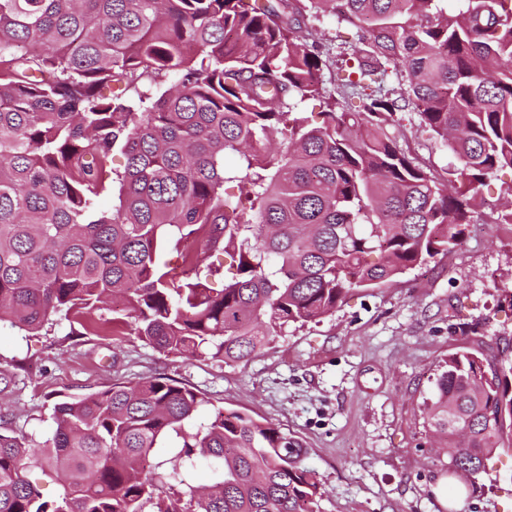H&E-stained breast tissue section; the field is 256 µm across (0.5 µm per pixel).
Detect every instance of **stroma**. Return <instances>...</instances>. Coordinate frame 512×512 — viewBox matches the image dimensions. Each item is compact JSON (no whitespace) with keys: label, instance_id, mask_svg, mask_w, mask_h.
<instances>
[{"label":"stroma","instance_id":"obj_1","mask_svg":"<svg viewBox=\"0 0 512 512\" xmlns=\"http://www.w3.org/2000/svg\"><path fill=\"white\" fill-rule=\"evenodd\" d=\"M399 143L442 174L459 163L420 126L395 113ZM512 171L492 175L472 224L447 255L382 287L350 292L320 322L288 327L247 365L208 355L167 357L134 333L69 337L68 324L39 336L0 328V394L9 429L43 442L54 400L133 384L163 373L201 392L210 409L268 421L304 444L320 483L315 512H448L436 494L448 457L432 447L425 403L449 353L471 348L512 359V226L496 216ZM462 512H512V447L492 453Z\"/></svg>","mask_w":512,"mask_h":512}]
</instances>
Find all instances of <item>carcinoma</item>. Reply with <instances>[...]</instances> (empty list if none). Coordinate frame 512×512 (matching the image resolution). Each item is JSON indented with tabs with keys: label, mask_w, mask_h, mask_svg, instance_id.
Here are the masks:
<instances>
[{
	"label": "carcinoma",
	"mask_w": 512,
	"mask_h": 512,
	"mask_svg": "<svg viewBox=\"0 0 512 512\" xmlns=\"http://www.w3.org/2000/svg\"><path fill=\"white\" fill-rule=\"evenodd\" d=\"M439 2L0 0V325L82 336L119 299L112 323L158 352L246 365L349 291L448 254L488 176L512 170V0ZM326 15L357 29L337 97L306 24ZM315 99L319 123L295 111ZM409 108L467 184L399 147L390 120ZM172 238L201 242L179 279L160 259ZM215 252L236 268L220 288L200 274ZM206 405L158 374L54 401L41 447L1 426L0 512H314L298 439ZM426 423L452 475L481 473L512 434V364L448 354ZM171 440L169 467H146Z\"/></svg>",
	"instance_id": "cac0c4a2"
}]
</instances>
